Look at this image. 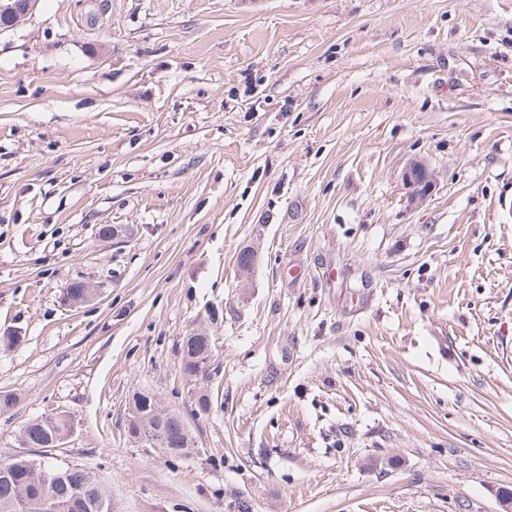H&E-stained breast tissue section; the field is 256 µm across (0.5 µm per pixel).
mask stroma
<instances>
[{"label":"stroma","instance_id":"stroma-1","mask_svg":"<svg viewBox=\"0 0 512 512\" xmlns=\"http://www.w3.org/2000/svg\"><path fill=\"white\" fill-rule=\"evenodd\" d=\"M86 14L0 33V454L95 472L114 512H505L512 0ZM196 330L222 367L197 417ZM144 387L189 454L129 436ZM55 414L65 444L22 448ZM404 179L406 184L415 189L412 200L424 198L432 191L433 179L426 163L412 161L405 171ZM181 353L180 369L188 376H195L198 380L201 379L200 390L196 391V394L192 395V404H194V413L204 415L209 411L210 405L212 406L211 395L207 388H205V382L210 381L208 374L209 368L206 365V361L211 358V352L213 351V342L210 336L204 333L195 335L194 333L189 336H184L179 347ZM208 392H206V391ZM156 397L159 398L157 394L150 389L137 390L132 394L129 406L134 405L137 409H143L149 404L153 405ZM177 413L178 415L172 416L173 413L170 410H164L159 404L155 403L152 406L150 417H157L158 420H162L165 417L172 416L164 422L162 434L163 437L167 435L171 441L182 442L181 446H176L174 450H170L172 454L182 456L189 453V450L194 447V443L189 428L187 429L186 425L181 422L182 418L179 417L180 412ZM74 430V424L66 416H46L30 419L21 429L19 437L29 448H52L49 443L68 438ZM65 440V439H64ZM64 440L55 446L63 444Z\"/></svg>","mask_w":512,"mask_h":512}]
</instances>
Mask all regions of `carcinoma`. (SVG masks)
<instances>
[{
	"mask_svg": "<svg viewBox=\"0 0 512 512\" xmlns=\"http://www.w3.org/2000/svg\"><path fill=\"white\" fill-rule=\"evenodd\" d=\"M94 289L83 287L80 281L63 289L65 303H85ZM180 369L201 382L210 381L206 361L211 358L213 342L204 333L183 337L179 347ZM194 413L204 415L212 405L211 395L200 387L192 395ZM74 430L66 416L36 417L21 429L19 437L30 448H47L49 443L69 437ZM162 434L182 445L172 454L182 456L194 447L190 430L182 418L174 415L162 426ZM0 512H112V499L96 475L76 466L65 469L50 463L25 457L0 459Z\"/></svg>",
	"mask_w": 512,
	"mask_h": 512,
	"instance_id": "obj_1",
	"label": "carcinoma"
}]
</instances>
